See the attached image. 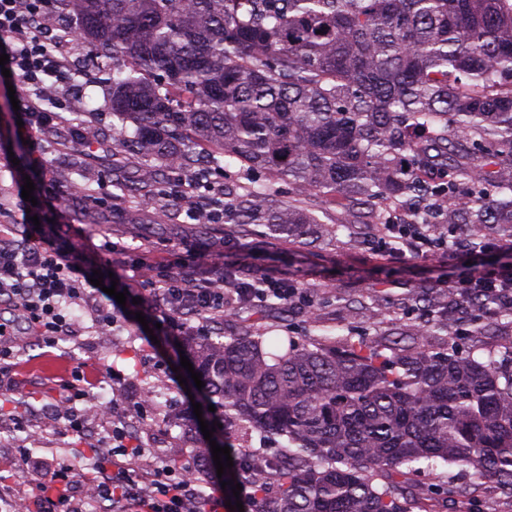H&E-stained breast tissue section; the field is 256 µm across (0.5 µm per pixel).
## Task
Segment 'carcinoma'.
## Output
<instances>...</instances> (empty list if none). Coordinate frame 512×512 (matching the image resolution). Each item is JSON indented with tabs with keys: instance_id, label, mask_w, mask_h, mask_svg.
<instances>
[{
	"instance_id": "cac0c4a2",
	"label": "carcinoma",
	"mask_w": 512,
	"mask_h": 512,
	"mask_svg": "<svg viewBox=\"0 0 512 512\" xmlns=\"http://www.w3.org/2000/svg\"><path fill=\"white\" fill-rule=\"evenodd\" d=\"M67 2L142 189L162 170L235 165L249 184L224 186V223L285 236L323 221L281 205L266 178L342 197L356 224L397 211L512 224V0ZM243 322L181 350L224 408L262 512H442L429 503L469 491L411 483L439 464L512 488V350L388 355L340 336L275 355ZM252 432L287 444L258 451Z\"/></svg>"
}]
</instances>
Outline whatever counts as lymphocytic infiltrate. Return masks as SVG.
Masks as SVG:
<instances>
[{
    "label": "lymphocytic infiltrate",
    "instance_id": "f902f5d3",
    "mask_svg": "<svg viewBox=\"0 0 512 512\" xmlns=\"http://www.w3.org/2000/svg\"><path fill=\"white\" fill-rule=\"evenodd\" d=\"M56 12L54 0H0V49L9 57V70L19 101L18 117L30 134L32 153L18 177L35 176L39 182H53L54 176L37 152L42 137L69 126L65 104L53 101L45 93L51 79L65 74L68 61L62 55H50L46 40H70L69 29H50L49 19ZM175 201L188 219L216 224L224 219V186L219 182L201 185L198 176L183 172L177 187L156 185L145 200L148 207ZM382 236L400 242L410 254L427 256L431 245L447 246L460 237L458 227L450 224H385ZM214 267L211 254L198 252L192 265L173 258L166 247L145 244L135 269L139 278L138 298L144 315L157 317L170 328L180 321L197 320L198 333L223 320L236 299L252 296L263 299L266 289L257 287V274L238 271L232 277L210 278ZM109 273L111 265L94 267L81 247L72 239L48 231L38 237L17 236L13 216L0 203V375L8 371L9 360L16 356L18 325H26L41 344L56 345L59 340L80 335L78 321L68 309H85L98 327L117 322V307L112 297L92 286L94 270ZM82 373H73L66 393L55 406L58 417L66 421V431L82 435L85 428L84 406L90 397ZM107 420L104 450L94 461L92 498L109 501L121 512H222L224 491L221 485L204 487L203 480L190 464L155 468L143 472L138 459L145 449L129 429L126 412L119 403L103 407Z\"/></svg>",
    "mask_w": 512,
    "mask_h": 512
}]
</instances>
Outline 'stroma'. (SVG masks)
<instances>
[{
  "label": "stroma",
  "instance_id": "stroma-1",
  "mask_svg": "<svg viewBox=\"0 0 512 512\" xmlns=\"http://www.w3.org/2000/svg\"><path fill=\"white\" fill-rule=\"evenodd\" d=\"M109 92L107 85L83 78L78 90L66 96L74 110L73 121L95 125L97 135L92 144L64 131L44 139V159L55 175L53 192L66 194L77 184L91 190L90 197L66 207L62 234L92 254L98 253L105 238L122 239L130 248L124 261L128 268L137 257L136 247L147 241L167 244L182 256L192 248L207 247L223 253L225 266L233 270L287 280L310 294L307 306L299 301L276 308L254 305L250 321L264 335L392 340L418 324L419 297L439 308L447 306L441 281L463 279L476 263L488 268L512 265V250L503 249L468 257L437 249L423 258L402 256L378 243L374 225L346 223L347 213L333 197L317 198L316 205L335 222L336 230L312 247L290 237H259L242 228L228 237L223 225L190 223L172 202L160 211L145 209L140 193L119 195L112 186L115 174L132 176L137 161L117 145ZM8 99L6 84L0 81V202L17 212L21 206L15 164L27 162L28 152L12 112L4 107ZM125 314L116 327L99 330L92 327L86 312H79L87 326L85 333L53 348L23 335L13 373L0 379V494H25L29 512H57L56 504L40 488L48 480L47 465L58 457L83 461L87 448L100 440L93 432L83 439L62 434L63 422L54 412L56 401L64 394V381L78 368L96 375L90 395L100 402L115 399L132 405L151 395L146 417L132 422L131 429L149 448L152 466L170 463L167 450L182 432L170 426L167 418L191 406L187 387L178 382L174 372L180 364L177 339L170 333L151 341L135 319L133 304H126ZM455 316L464 328L457 344L478 359H486L490 349L512 344L510 314L486 321L479 334L468 330L478 313L467 302L456 304ZM18 414L30 425L26 437L31 459L22 473L13 465L19 437L13 418Z\"/></svg>",
  "mask_w": 512,
  "mask_h": 512
}]
</instances>
